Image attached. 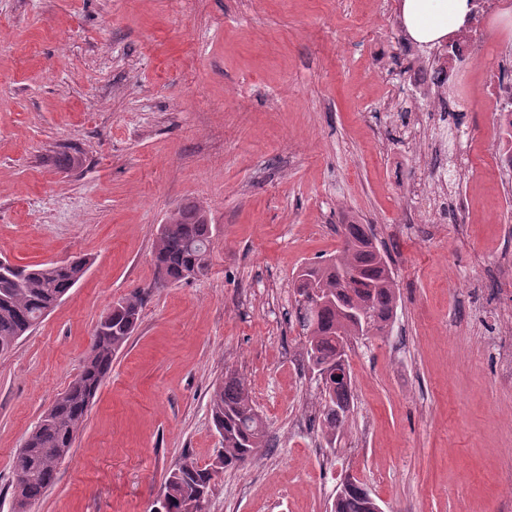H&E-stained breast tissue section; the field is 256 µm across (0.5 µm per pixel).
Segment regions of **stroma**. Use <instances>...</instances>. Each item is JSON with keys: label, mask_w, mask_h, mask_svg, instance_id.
<instances>
[{"label": "stroma", "mask_w": 512, "mask_h": 512, "mask_svg": "<svg viewBox=\"0 0 512 512\" xmlns=\"http://www.w3.org/2000/svg\"><path fill=\"white\" fill-rule=\"evenodd\" d=\"M398 3L0 0V256L89 261L0 354V512L26 435L137 288L138 326L30 512H155L183 457L215 468L209 394L229 369L269 445L218 471L205 512H329L347 473L384 512H512V173L491 166L487 90L512 74V0L463 63L442 43L406 56ZM445 65L439 114L382 76ZM188 203L212 226L208 269L158 283V229ZM350 223L371 226L398 302L387 335L349 347L331 442L294 281Z\"/></svg>", "instance_id": "35a3bbf8"}]
</instances>
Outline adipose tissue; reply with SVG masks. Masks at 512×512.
<instances>
[{
	"label": "adipose tissue",
	"mask_w": 512,
	"mask_h": 512,
	"mask_svg": "<svg viewBox=\"0 0 512 512\" xmlns=\"http://www.w3.org/2000/svg\"><path fill=\"white\" fill-rule=\"evenodd\" d=\"M471 0H402L404 28L415 43L437 44L469 22Z\"/></svg>",
	"instance_id": "adipose-tissue-1"
}]
</instances>
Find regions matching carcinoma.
<instances>
[{
	"label": "carcinoma",
	"mask_w": 512,
	"mask_h": 512,
	"mask_svg": "<svg viewBox=\"0 0 512 512\" xmlns=\"http://www.w3.org/2000/svg\"><path fill=\"white\" fill-rule=\"evenodd\" d=\"M343 245L324 264L310 265L295 282V292L306 296L317 289L326 298L314 309L299 308L306 330L308 362L334 365L340 343L350 336L380 335L393 322L397 294L392 271L377 250L365 224H345ZM212 229L201 209L185 205L160 225L154 266L160 280L179 282L207 268ZM87 259L75 257L64 265L52 262L0 266V352L12 349L31 332L81 279ZM143 308L134 291L119 299L96 326L80 374L29 432L13 461L16 512H29L55 482L59 465L69 457L87 409L112 370L114 355L132 336ZM351 382L323 384L321 406L325 434L334 437L350 411ZM212 422L221 438L220 468L247 463L264 447L265 430L250 391L242 378L228 371L210 393ZM214 472L185 457L164 477L160 509L167 512H203L212 492ZM371 493L362 483L333 500L330 512H370Z\"/></svg>",
	"instance_id": "1"
}]
</instances>
